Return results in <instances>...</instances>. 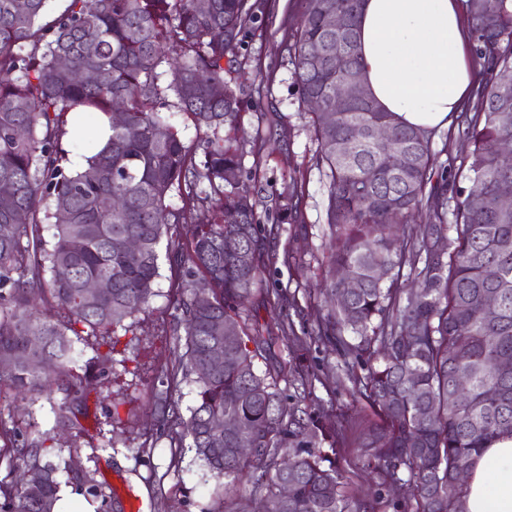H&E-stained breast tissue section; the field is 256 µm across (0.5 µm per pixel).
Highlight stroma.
<instances>
[{
  "mask_svg": "<svg viewBox=\"0 0 512 512\" xmlns=\"http://www.w3.org/2000/svg\"><path fill=\"white\" fill-rule=\"evenodd\" d=\"M281 41L275 30L255 33L241 66L231 74L243 90L244 166L257 168L264 186L257 207L260 224L270 249L288 257L287 264L272 272L267 287L256 290L240 321L248 326L272 323L268 289L284 288L295 297L301 314L294 319V331L275 339L279 386L292 391L300 372H308L312 399L322 404L325 419L338 429L335 463L348 496L373 502L375 512H396L390 500H375L378 478L363 467L357 452L369 432L386 429L387 423L378 408L355 394L342 359L311 337L324 313L316 284L324 272L328 242L326 179L316 163L317 143L305 107L282 61ZM263 84L270 85V97L259 95ZM292 177L302 194L297 224L278 220L272 200L273 190ZM179 281V267L161 258L159 294L149 310L136 316L130 331L119 334L117 346L100 339L76 341L81 364L109 368L106 399L91 406L82 421L84 433L57 435L46 459L68 461L94 475L106 495L120 504L139 498L141 512H259L261 495L249 479L230 485L213 478L193 451L171 446L154 413L157 377L170 366L174 351L184 347L172 332L178 313L170 290ZM0 422L17 428L23 442L50 430L54 415L43 397L5 401L0 402Z\"/></svg>",
  "mask_w": 512,
  "mask_h": 512,
  "instance_id": "stroma-1",
  "label": "stroma"
}]
</instances>
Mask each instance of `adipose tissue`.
<instances>
[{
	"label": "adipose tissue",
	"mask_w": 512,
	"mask_h": 512,
	"mask_svg": "<svg viewBox=\"0 0 512 512\" xmlns=\"http://www.w3.org/2000/svg\"><path fill=\"white\" fill-rule=\"evenodd\" d=\"M466 0H364L359 24L363 75L386 111L422 129L448 127L478 78ZM465 512H512V436L475 456Z\"/></svg>",
	"instance_id": "adipose-tissue-1"
}]
</instances>
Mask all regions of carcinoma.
<instances>
[{"label":"carcinoma","instance_id":"obj_1","mask_svg":"<svg viewBox=\"0 0 512 512\" xmlns=\"http://www.w3.org/2000/svg\"><path fill=\"white\" fill-rule=\"evenodd\" d=\"M47 2L27 0L20 9L17 0H0V72L13 75L0 82V182L13 186L10 196H0V358L14 360L0 366V400L44 395L55 400L54 429L83 430L79 418L89 416L106 371L94 376L80 367L67 332L117 343L115 327L157 295L163 236L189 219L185 241L168 253L182 270L172 303L182 312L184 353L162 371L155 400L170 442L190 438L218 479L235 482L252 469L265 512H368L349 500L331 459L337 428L301 394L277 387L274 328L238 327L278 257L264 244L242 148L219 131L238 129L243 101L226 74L242 64L248 39L272 24L273 5L209 0L202 11L197 0H66L58 16L42 23ZM490 2L485 13L468 9L481 79L457 126L470 150L437 169L434 132L402 124L367 90L332 111L336 83L362 77V0H301V24L282 39L300 100L326 108L310 110L317 165L327 179L330 237L323 288L330 310L315 339L342 358L355 392L388 422L360 449L364 465L380 475L377 498L395 484L406 486L415 512H464L456 470L470 469L481 449L512 434V368L495 365L499 356L512 362V213L499 209V199L512 195V154L502 150L512 142V89L499 84L502 72H512V0ZM334 13L343 18L338 31L328 24ZM73 71L96 78L77 82ZM169 91L199 132L193 148L159 111ZM117 104L124 124H110L107 142L95 145L83 166L68 168L61 140L69 116L110 120ZM378 126L388 129L387 139L374 136ZM348 143L355 144L350 154ZM393 151L404 156L400 169L386 165ZM174 194L179 208L169 203ZM278 198L282 218L296 217L295 178ZM416 216L419 234L395 248L399 225ZM229 236L238 239L246 265L224 253ZM127 238L140 248L125 249ZM490 265L499 279L485 276ZM405 267L410 289L399 283ZM380 269L388 273L384 280L376 276ZM344 270L359 288L345 292ZM101 277L112 288L84 302V283ZM489 295L498 299L490 314ZM52 304L65 311L66 323L39 315ZM219 345L224 367L203 372ZM460 373L471 381L465 400L454 391ZM190 375L196 399L185 418L173 391ZM224 416L237 428L218 437L210 423ZM50 439L46 432L16 449L26 470L42 472L43 483L33 495L24 483L0 482V512H53L62 473L88 501L104 497L91 474L42 462ZM242 448L251 455H241ZM283 481L291 486L286 498L278 489Z\"/></svg>","mask_w":512,"mask_h":512}]
</instances>
